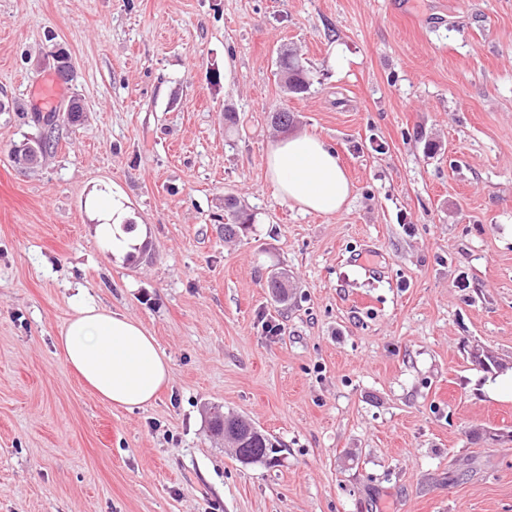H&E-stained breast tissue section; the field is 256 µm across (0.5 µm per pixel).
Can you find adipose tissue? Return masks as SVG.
Returning <instances> with one entry per match:
<instances>
[{"label":"adipose tissue","mask_w":512,"mask_h":512,"mask_svg":"<svg viewBox=\"0 0 512 512\" xmlns=\"http://www.w3.org/2000/svg\"><path fill=\"white\" fill-rule=\"evenodd\" d=\"M265 167L277 197L302 211L333 216L350 200L351 183L336 150L316 134L279 138L267 151ZM91 203L98 212L97 234L112 252L128 251L133 240L125 230L123 197L103 188ZM56 345L85 384L113 406L150 404L170 379L169 360L142 323L90 297L76 299Z\"/></svg>","instance_id":"ef3b65f1"}]
</instances>
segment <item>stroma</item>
Here are the masks:
<instances>
[{
	"label": "stroma",
	"mask_w": 512,
	"mask_h": 512,
	"mask_svg": "<svg viewBox=\"0 0 512 512\" xmlns=\"http://www.w3.org/2000/svg\"><path fill=\"white\" fill-rule=\"evenodd\" d=\"M45 82L84 112L22 173ZM282 104L340 156L342 212L275 195ZM100 183L146 252L95 238ZM228 196L252 216L230 240ZM80 288L165 352L152 405L67 365ZM477 344L512 363V0H0V512H512V401ZM217 406L266 462L210 430ZM277 70L278 74L280 72H288V75L291 76V84H288V75L282 73L279 78L282 86L287 91V93L293 95H302L307 92L309 88V79L303 67L299 64V61L292 56L288 51H284L280 53L277 60ZM486 394L496 401H512V370L494 377V382L486 388ZM213 431L222 433L224 429L233 433L241 448L239 460L245 463H254L263 461L273 453V445L271 439L262 433L258 428L245 422L242 419L232 417L228 420L218 409L214 408L210 418Z\"/></svg>",
	"instance_id": "obj_1"
}]
</instances>
